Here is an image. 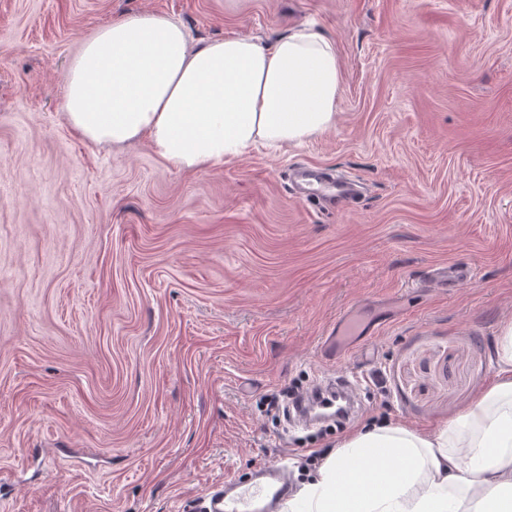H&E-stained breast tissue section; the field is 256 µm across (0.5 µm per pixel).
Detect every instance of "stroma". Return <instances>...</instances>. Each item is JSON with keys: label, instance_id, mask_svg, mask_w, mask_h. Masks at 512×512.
Here are the masks:
<instances>
[{"label": "stroma", "instance_id": "obj_1", "mask_svg": "<svg viewBox=\"0 0 512 512\" xmlns=\"http://www.w3.org/2000/svg\"><path fill=\"white\" fill-rule=\"evenodd\" d=\"M152 12L191 44L331 36L336 125L195 171L69 126L70 62ZM301 166L361 182L300 200ZM470 268L427 287L431 267ZM378 330L320 355L337 317ZM512 322V0H0V512H203L225 478L335 450L377 419L430 433L495 381ZM343 369L347 429L257 407Z\"/></svg>", "mask_w": 512, "mask_h": 512}]
</instances>
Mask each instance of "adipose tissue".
I'll return each mask as SVG.
<instances>
[{"mask_svg": "<svg viewBox=\"0 0 512 512\" xmlns=\"http://www.w3.org/2000/svg\"><path fill=\"white\" fill-rule=\"evenodd\" d=\"M334 42L299 28L265 45L227 36L190 45L176 20L143 12L99 28L72 59L69 124L94 144L148 138L180 170L299 144L336 125ZM496 383L442 429L374 424L345 438L285 512H512V324Z\"/></svg>", "mask_w": 512, "mask_h": 512, "instance_id": "ef3b65f1", "label": "adipose tissue"}]
</instances>
